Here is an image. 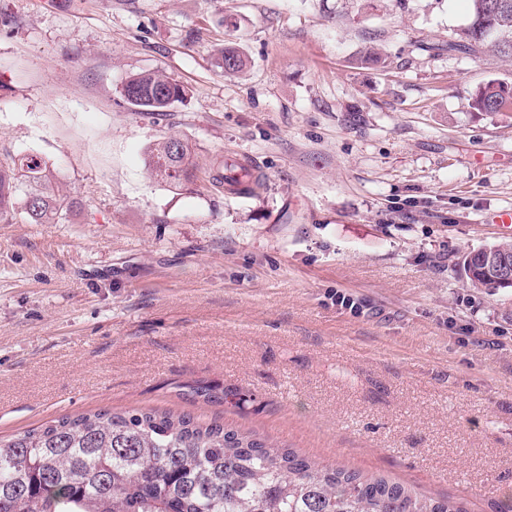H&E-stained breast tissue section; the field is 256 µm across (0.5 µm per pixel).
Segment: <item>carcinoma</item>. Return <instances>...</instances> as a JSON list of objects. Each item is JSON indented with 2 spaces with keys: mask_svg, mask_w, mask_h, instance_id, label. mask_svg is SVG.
I'll use <instances>...</instances> for the list:
<instances>
[{
  "mask_svg": "<svg viewBox=\"0 0 512 512\" xmlns=\"http://www.w3.org/2000/svg\"><path fill=\"white\" fill-rule=\"evenodd\" d=\"M468 25L435 55L491 52L512 59V0H471ZM226 73L246 66L239 49H222ZM122 95L147 112H165L185 88L155 71L128 77ZM470 108L512 112V85L491 79ZM192 144L170 135L149 150L159 179L190 175ZM78 207L47 163L22 153L0 163V220L59 224ZM194 399L221 403L224 394L193 388ZM0 512H462L385 475H364L312 460L252 431L189 413L156 408L97 409L64 415L11 438L0 437Z\"/></svg>",
  "mask_w": 512,
  "mask_h": 512,
  "instance_id": "1",
  "label": "carcinoma"
}]
</instances>
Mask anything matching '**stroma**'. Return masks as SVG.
I'll list each match as a JSON object with an SVG mask.
<instances>
[{
	"instance_id": "1",
	"label": "stroma",
	"mask_w": 512,
	"mask_h": 512,
	"mask_svg": "<svg viewBox=\"0 0 512 512\" xmlns=\"http://www.w3.org/2000/svg\"><path fill=\"white\" fill-rule=\"evenodd\" d=\"M470 0H0V161L38 153L80 209L0 221V435L100 408L218 419L512 512V288L457 262L512 241V61L434 56ZM233 43L242 72L217 67ZM377 46L386 67L354 59ZM159 71L163 115L122 86ZM363 121L346 123L347 112ZM177 133L194 176L147 165ZM258 182L212 176L232 156ZM349 295L360 314L337 305ZM227 401L193 400L191 386ZM122 95L132 106L147 112H165L186 96L185 88L155 71H142L128 77ZM469 106L475 112L491 116L512 112V85L489 80L471 98Z\"/></svg>"
}]
</instances>
